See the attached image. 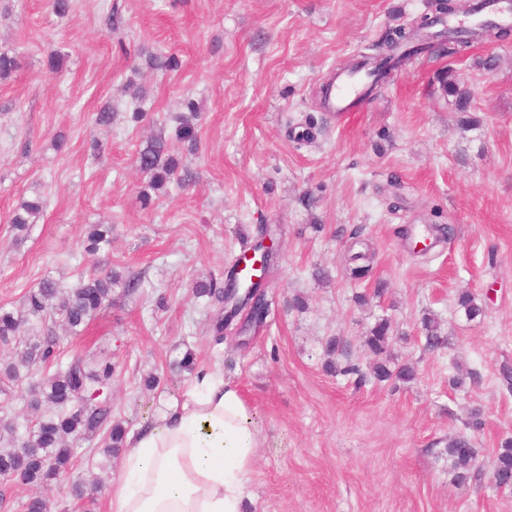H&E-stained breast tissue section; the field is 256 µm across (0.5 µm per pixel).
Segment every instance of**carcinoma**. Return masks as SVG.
<instances>
[{
    "label": "carcinoma",
    "mask_w": 512,
    "mask_h": 512,
    "mask_svg": "<svg viewBox=\"0 0 512 512\" xmlns=\"http://www.w3.org/2000/svg\"><path fill=\"white\" fill-rule=\"evenodd\" d=\"M512 35L509 27H495L473 32L467 38L459 37L451 29L436 33L426 32V22L408 31L403 27L390 29L386 38L369 47L371 53L362 55L360 64L372 66L373 80L367 88L372 94L391 77L392 72L405 65L413 56L430 50L441 56L456 57L463 54L478 38L505 41ZM446 95L454 100L459 117L457 125L462 131H470L481 125V118L471 112L472 92L468 84L453 73L443 81ZM191 117H176V135L182 140H193L190 118L197 116L193 102L187 103ZM166 144L155 140L140 152V168L150 174V186L160 189L174 180L178 162L173 157L162 158ZM46 200L40 195L21 200L13 210L10 228L14 239H23L33 225L41 219ZM112 225L96 224L83 241L84 251L94 254L111 242ZM122 286L132 294L138 288V280L122 279L110 270L81 278L74 286L63 289L52 279H44L31 288L24 301V310L14 312L0 307V344H17L19 352L14 360L0 362V393L6 394L27 376L36 366L43 367L40 379L29 389L27 407L37 413L34 423L19 436L14 426L4 425L0 432V479L17 481L26 485H44L70 473L74 466L76 449L93 436L103 435L102 453L110 457L123 447L125 428L112 422L109 402L112 385V362L103 359L94 365L76 355L67 363L60 361L59 336L61 328L71 337L81 335L87 324L112 300V289ZM239 285L236 265L228 267L225 284L210 279L194 283L193 293L207 298L215 305L239 295L243 300L249 294L233 291ZM458 309L469 320L482 315L483 309L474 294L465 291L457 296ZM36 321L42 331L34 329L26 335L23 327ZM424 347L437 350L445 346L435 317L423 319ZM390 323L377 321L364 340L363 347L376 357L385 355L390 347ZM373 377L379 381L396 378L410 381L414 367L404 364L392 371L388 361H378L372 366ZM448 474L457 482H465L481 476L477 465V449L470 439L461 435L448 441ZM490 482L498 486H512V440L502 443L492 462Z\"/></svg>",
    "instance_id": "obj_1"
}]
</instances>
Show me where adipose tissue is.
Here are the masks:
<instances>
[{
    "label": "adipose tissue",
    "mask_w": 512,
    "mask_h": 512,
    "mask_svg": "<svg viewBox=\"0 0 512 512\" xmlns=\"http://www.w3.org/2000/svg\"><path fill=\"white\" fill-rule=\"evenodd\" d=\"M265 444L223 369H198L180 400L127 435L110 512H244Z\"/></svg>",
    "instance_id": "adipose-tissue-1"
}]
</instances>
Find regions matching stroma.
Returning <instances> with one entry per match:
<instances>
[{
	"label": "stroma",
	"mask_w": 512,
	"mask_h": 512,
	"mask_svg": "<svg viewBox=\"0 0 512 512\" xmlns=\"http://www.w3.org/2000/svg\"><path fill=\"white\" fill-rule=\"evenodd\" d=\"M108 2L73 0L59 16L47 0H0V52L18 63L0 82V307L19 310L46 278L69 288L108 267L139 277L135 293L114 289L60 349L111 360L112 417L131 431L188 389L190 375H173L170 361L189 350L197 366L222 367L266 436L246 512H512V495L486 476L455 484L446 454L449 438L467 435L486 473L512 438V387L501 376L512 367V43L479 39L452 58L421 52L356 111L337 114L318 96L329 75L388 28L435 16L431 0H118L122 49L103 29ZM53 50L64 56L55 74ZM152 55L179 66L150 69ZM491 55L500 65L489 72L481 62ZM451 71L482 119L469 132L441 87ZM131 81L143 85L142 102L123 93ZM189 99L200 108L192 153L172 119ZM107 103L112 123L97 125ZM157 134L180 163L179 183L163 191L139 168ZM38 194L42 219L14 240L13 209ZM94 224L111 225L112 246L86 254ZM262 224L279 243L277 306L248 341L216 342L217 310L192 285L223 279ZM438 225L452 227L451 239L418 256L416 240ZM366 247L372 271L350 279L349 258ZM464 290L484 306L472 321L456 308ZM431 314L446 340L435 351L423 348ZM381 318L391 357L413 365L414 379L328 373L334 338L368 370L363 338ZM151 373L161 382L150 392ZM121 463L92 443L79 448L74 476L102 484L94 512H108ZM68 487L0 480V512H24L37 492L78 512Z\"/></svg>",
	"instance_id": "1"
}]
</instances>
